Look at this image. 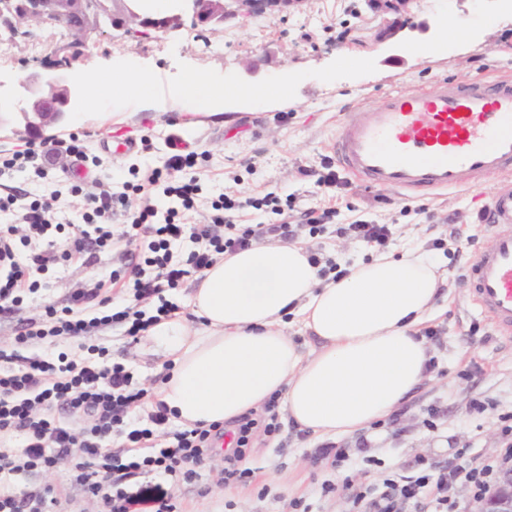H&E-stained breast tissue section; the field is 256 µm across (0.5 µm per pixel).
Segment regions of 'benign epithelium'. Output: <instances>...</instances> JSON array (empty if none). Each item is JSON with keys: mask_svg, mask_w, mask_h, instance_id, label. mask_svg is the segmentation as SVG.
I'll return each mask as SVG.
<instances>
[{"mask_svg": "<svg viewBox=\"0 0 512 512\" xmlns=\"http://www.w3.org/2000/svg\"><path fill=\"white\" fill-rule=\"evenodd\" d=\"M300 0H173L164 10L135 13L129 0H0V28L16 36L34 24L58 23L71 31L70 40L50 47L48 72L27 75L0 103V124L8 114L27 130L64 123L72 113L79 86L70 75L88 40L109 20L114 29L141 35L166 33L190 22L215 31L236 16L286 11ZM470 512H512V466L503 469L493 489L475 499Z\"/></svg>", "mask_w": 512, "mask_h": 512, "instance_id": "1", "label": "benign epithelium"}]
</instances>
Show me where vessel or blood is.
I'll return each instance as SVG.
<instances>
[{
    "label": "vessel or blood",
    "instance_id": "vessel-or-blood-1",
    "mask_svg": "<svg viewBox=\"0 0 512 512\" xmlns=\"http://www.w3.org/2000/svg\"><path fill=\"white\" fill-rule=\"evenodd\" d=\"M331 151L351 181L411 198L512 169V77L388 92L340 121ZM484 222L494 245L468 268L471 301L512 338V191L493 197Z\"/></svg>",
    "mask_w": 512,
    "mask_h": 512
}]
</instances>
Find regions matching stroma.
Returning <instances> with one entry per match:
<instances>
[{
	"label": "stroma",
	"mask_w": 512,
	"mask_h": 512,
	"mask_svg": "<svg viewBox=\"0 0 512 512\" xmlns=\"http://www.w3.org/2000/svg\"><path fill=\"white\" fill-rule=\"evenodd\" d=\"M455 20L468 23L470 47L462 49L445 39V30ZM343 28L349 35L340 42L336 33ZM344 52L370 58L371 64L335 68ZM45 60V53H33L26 39L0 45V77L24 79ZM115 66L176 86L195 72L209 76L216 88L226 78L242 87L284 78L288 97L276 106L230 104L221 119L167 108L140 112L121 96L93 107L82 97L68 122L43 132L0 126V156L12 155L31 142L51 143L76 134L84 137L89 155L101 157L98 177L123 182L131 180V168L163 167L175 139L181 149L200 155L193 170L202 186L195 223L209 222L211 203L222 193L243 198L272 193L291 198L298 213L335 208L324 231L314 233L303 225L296 235L320 261L335 262L342 256L366 261L376 255L375 247L336 233L363 219L392 229L387 253L398 257L421 247L440 262L444 273L439 313L425 324L431 332L426 339L432 353L430 369L403 403L398 419L387 416L379 426L365 427L372 463H364L367 455L354 453L352 434L334 438L352 451L342 466L314 461L320 439L295 426L281 405L280 432L268 436L258 430L252 435L245 461L251 473L244 481L223 482L224 453L217 450L192 482L162 480L144 472L127 482V491L143 494L162 485L179 512H351L348 498L338 490L344 480L379 486L387 478L417 474L423 458L454 466L468 465L476 455L484 461L499 459L503 417L512 412V338L498 335L472 306L466 268L493 243L479 215L494 194L512 188V172L419 199L357 184L327 187L319 179L331 160L329 144L337 121L377 102L385 92L430 89L444 78L468 81L512 74V11H506L503 0H410L404 11L387 13L371 10L365 0H304L291 12L231 19L214 32L186 26L148 38L108 27L93 35L76 68L86 81ZM283 114L288 117L284 123L279 120ZM189 120L194 121V130L186 129ZM116 131L147 140V149L112 156L100 139ZM67 165L66 158L56 159L43 180L28 173L0 176V196L27 193L35 199L55 187L69 188ZM450 223L459 229L458 238L450 237ZM97 256L93 267L73 262L41 275L37 291L25 294L11 317L0 318V346L13 345L18 322L39 317L45 306L67 305L75 290L93 287L126 266L122 245L100 250ZM127 328L124 322L101 326L80 339L46 340L23 353L53 359L62 352L77 353L82 345L105 348L106 363L122 364L133 377V388L147 390L146 405L129 417L131 425L145 427L164 374L151 354L154 344L149 335L133 339ZM431 407L439 411L433 420L427 414ZM15 486L50 489L62 501L50 512L99 509L97 499L75 481L69 463L47 473L18 475Z\"/></svg>",
	"instance_id": "1"
}]
</instances>
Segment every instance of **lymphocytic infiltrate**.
I'll list each match as a JSON object with an SVG mask.
<instances>
[{
	"instance_id": "lymphocytic-infiltrate-1",
	"label": "lymphocytic infiltrate",
	"mask_w": 512,
	"mask_h": 512,
	"mask_svg": "<svg viewBox=\"0 0 512 512\" xmlns=\"http://www.w3.org/2000/svg\"><path fill=\"white\" fill-rule=\"evenodd\" d=\"M66 155L83 161L87 158L78 137L51 146L32 145L9 157H0V172L24 169L26 164L42 165L54 155ZM195 152L171 155L164 168H155L144 183L123 182L121 190L97 186L86 192L72 186V193L84 194L86 210L68 249L39 251L31 246L32 235L62 230L67 219L61 206L62 192L54 189L41 198L23 205L15 197H0V317H10L21 303L22 290H36L39 275L61 264L79 261L94 264L96 248L124 242L127 246L129 284L135 297L149 298L164 289L177 288L191 272L210 267L218 256L249 247L253 240L273 235L292 239L296 230L284 217L285 207L273 195L240 199L221 194L211 207L210 223L189 224L201 187L196 180L178 181L177 173L196 166ZM165 183L164 193L172 201L166 211H159L153 200H146L130 211L125 228L113 233L112 219L118 209H128L131 194L144 192L146 186ZM271 208L279 222L237 229L233 217L244 207ZM192 250L181 251L184 242ZM109 298L99 289L74 292L62 309L46 307L41 318L19 323L15 343H38L49 338H73L85 335L98 324L130 320V336L141 332L157 320L171 317L176 308L164 303L155 315H130L114 310ZM131 376L122 365H95L82 357L59 355L57 359L23 357L0 348V437H23L21 453L0 449V512H47L44 490L16 491L12 483L24 471H49L60 461L75 462L76 479L96 498L101 512H132L137 496L124 488L138 471H152L163 478L192 481L197 470L209 457L213 443L223 438L222 425L196 427L174 433V441L159 446L158 427L168 421L169 410L157 403L147 428L128 430L119 450L106 448L115 428L145 396L144 390H132ZM62 410L80 420L79 427L55 420L54 410ZM274 435L277 421L259 424L245 415L240 417L233 434L234 449L224 457L225 481H240L249 474L242 468L245 448L253 429ZM498 470L496 464L481 463L472 467L442 466L426 462L419 475L386 479L382 487L359 485L349 497L354 512H402L403 503H411L417 512H454L456 504L448 498L449 488L457 481L470 483L477 494L486 493Z\"/></svg>"
}]
</instances>
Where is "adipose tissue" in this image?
Listing matches in <instances>:
<instances>
[{
    "instance_id": "ef3b65f1",
    "label": "adipose tissue",
    "mask_w": 512,
    "mask_h": 512,
    "mask_svg": "<svg viewBox=\"0 0 512 512\" xmlns=\"http://www.w3.org/2000/svg\"><path fill=\"white\" fill-rule=\"evenodd\" d=\"M118 92L179 108L192 97L221 112L237 99H285L288 83L244 89L229 80L215 96L200 74L171 89L115 69L90 84L95 101ZM439 281L438 263L418 249L357 261L336 279L320 276L302 243L252 244L202 272L189 301L197 328L177 318L152 326L154 351L171 364L159 398L188 429L233 422L276 394L298 428L353 433L396 409L426 373L418 328L436 310ZM293 323L318 348L300 350Z\"/></svg>"
}]
</instances>
